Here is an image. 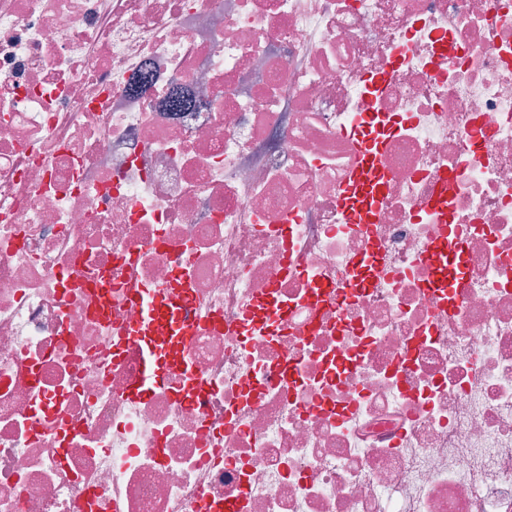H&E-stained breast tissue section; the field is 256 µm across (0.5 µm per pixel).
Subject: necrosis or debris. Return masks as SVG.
Wrapping results in <instances>:
<instances>
[{"instance_id":"1","label":"necrosis or debris","mask_w":512,"mask_h":512,"mask_svg":"<svg viewBox=\"0 0 512 512\" xmlns=\"http://www.w3.org/2000/svg\"><path fill=\"white\" fill-rule=\"evenodd\" d=\"M0 512H512V0H0Z\"/></svg>"}]
</instances>
